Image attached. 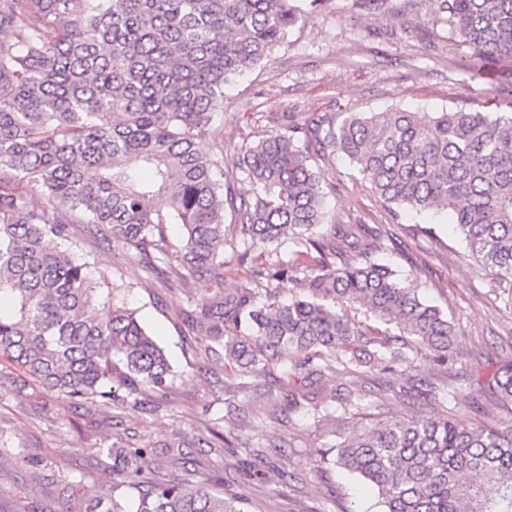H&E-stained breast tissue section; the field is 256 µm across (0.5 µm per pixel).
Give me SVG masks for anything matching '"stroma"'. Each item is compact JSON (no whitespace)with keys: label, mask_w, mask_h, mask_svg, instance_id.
<instances>
[{"label":"stroma","mask_w":512,"mask_h":512,"mask_svg":"<svg viewBox=\"0 0 512 512\" xmlns=\"http://www.w3.org/2000/svg\"><path fill=\"white\" fill-rule=\"evenodd\" d=\"M471 58V49L455 40L445 19L426 16L422 0H385L377 9L356 0H323L269 63L225 84L224 109L199 148L205 153L219 145L232 150L271 121L295 125L308 112H442L512 104V84L502 89L488 80H466ZM317 165L332 186L330 215L344 224L385 225L396 239L387 261L417 276L427 298L454 326L455 350L448 364L419 359L417 375L447 382L449 414L471 423L475 404L494 403L493 376L512 361V288L495 284L469 257L447 213L433 215L424 228L406 217L393 219L349 161L321 159ZM71 232L59 249L89 263L94 274L114 286L117 301L136 310L164 348L173 384L157 411L115 412L103 406L84 410L30 389L20 393L10 378H1L0 428L10 431L20 453L0 461V512H55L63 484L72 480L93 490L111 489L110 461L101 450L123 433L154 442L155 461L170 478H184V462L206 463L205 479L225 496L237 497L241 512H338L342 507L381 512L377 496L362 482L333 465L313 462L322 439L311 410L267 420L270 403L254 390L255 420L225 422L237 382L222 364H204L199 341L185 322V281H142L120 246L91 237L82 224ZM396 383V374L375 370L367 374L362 392L367 399L382 400L388 416L422 414V398L394 395ZM209 427L232 432L243 442L267 435L274 445L259 458L198 444L176 458L163 447ZM30 456L39 458V466L27 464Z\"/></svg>","instance_id":"35a3bbf8"}]
</instances>
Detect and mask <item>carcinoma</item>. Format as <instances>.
<instances>
[{"label": "carcinoma", "mask_w": 512, "mask_h": 512, "mask_svg": "<svg viewBox=\"0 0 512 512\" xmlns=\"http://www.w3.org/2000/svg\"><path fill=\"white\" fill-rule=\"evenodd\" d=\"M447 16L457 41L474 51L468 79L500 80L493 64L512 60V0H426ZM307 17L294 0H0V361L47 396L80 407L153 411L167 398L172 371L135 311L99 304L102 280L86 262L53 246L70 225L125 250L150 278L191 279L186 318L205 358L224 361L246 390L282 352L288 394L268 390L273 419L310 406L321 423L336 403L367 423L333 428L315 461L363 478L383 512H512V428L476 418L461 425L431 384L428 415L384 418L355 391L360 367L440 364L455 332L422 283L399 276L380 255L392 238L382 224H339L325 205L330 184L315 155L349 160L393 216L444 209L471 253L512 284V110L455 107L446 112H327L290 131L271 129L207 155L198 141L224 106V84L267 64ZM244 176L235 193L224 168ZM159 195L170 209L153 205ZM234 220L246 284L224 281ZM183 229L176 256L167 225ZM294 249L281 252L284 243ZM300 293L280 300V285ZM344 379L323 396L329 373ZM493 393L512 403V361ZM209 448L235 442L209 429ZM116 435L112 483L137 490L130 503L106 491L66 484L59 512H241L210 487L161 475L153 448Z\"/></svg>", "instance_id": "1"}]
</instances>
